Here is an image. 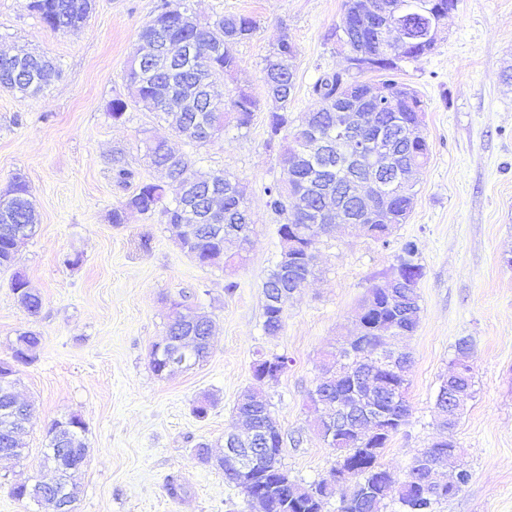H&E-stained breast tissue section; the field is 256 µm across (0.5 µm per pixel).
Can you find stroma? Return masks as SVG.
<instances>
[{"instance_id":"obj_1","label":"stroma","mask_w":512,"mask_h":512,"mask_svg":"<svg viewBox=\"0 0 512 512\" xmlns=\"http://www.w3.org/2000/svg\"><path fill=\"white\" fill-rule=\"evenodd\" d=\"M165 2L94 0L86 23L62 33L28 0H0V54L41 53L62 70L42 95L0 91V194L23 177L37 216L13 267L0 269V361L10 359L20 332L41 337L35 360L18 368V392L33 414L21 441L26 457L0 462V512H44L15 499L11 485L51 477L46 432L72 415L86 425L88 448L76 512H258L194 449L206 442L221 450L239 427L235 407L262 355L288 359L262 388L281 427L284 468L303 485L328 477L336 452L315 427L309 394L330 354L355 335L358 304L396 273L409 240L422 268L420 319L406 340L410 416L380 462L403 475L433 441L448 438L471 480L438 512H512V0H459L435 49L403 63L398 80L425 104L430 147L414 207L385 244L357 228L323 236L318 271L274 336L263 331L262 284L279 258L281 218L266 189L283 177L289 142L269 136L264 60L282 36L295 43L289 110L300 120L317 77L346 65L331 36L344 0H190L199 24L234 14L259 25L234 46L238 70L225 82L256 98L252 124L240 131L226 123L203 146L142 104L129 101L117 121L109 114L112 99H127L124 76L139 32ZM148 138L166 141L195 170L221 171L244 186L254 235L242 262L200 265L171 239L159 209L112 223L113 207L139 183L168 182L145 154ZM118 151L135 172L125 186L112 177ZM17 272L42 299L37 315L12 291ZM174 299L214 320L211 354L160 377L149 352L164 338ZM463 337L472 342L475 394L449 432L437 423L435 397ZM203 401L200 418L194 409Z\"/></svg>"}]
</instances>
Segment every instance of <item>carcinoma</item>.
I'll return each mask as SVG.
<instances>
[{
  "label": "carcinoma",
  "instance_id": "1",
  "mask_svg": "<svg viewBox=\"0 0 512 512\" xmlns=\"http://www.w3.org/2000/svg\"><path fill=\"white\" fill-rule=\"evenodd\" d=\"M76 0H29L28 8L35 11L40 19L55 32L64 30L75 16ZM186 0H169V8L158 14L147 23L139 33V41L159 43L171 47L177 43H191L196 47V53L184 57L170 51L164 56L149 60L137 69H129L126 74L128 89L133 97L144 103L153 100L147 107L150 112H156L168 122L178 135L200 145L211 141L224 130V121L228 113L224 112L225 100L215 95L214 87L232 74L237 68V59L229 47L251 39L258 29L257 21L245 15H230L223 17L211 25L200 26L197 23H185L182 16L186 15ZM84 13L77 18L85 20ZM291 40L284 35L273 47L265 59L264 86L266 94L273 99L272 110L268 113L270 137L274 138L281 132H289L295 146L301 148L309 138V130L316 129L321 134L336 138V116L346 109L341 99L344 94V84L352 78L349 73H324L312 85L313 106L305 113L301 123L294 126L288 116V104L295 89L294 71L283 65L288 56V44ZM420 49L399 41H385V58L375 72L382 77V83L392 91L399 92L401 86L394 79V73L401 68L391 58L396 57L404 62L419 58ZM18 58L15 56H0V91H6L14 96H36L47 88L52 78L58 75L53 62L41 56L25 54L27 70L17 68ZM164 82L168 90V99H155V87L158 82ZM414 107L390 106L385 112L379 113V121L387 130H402L417 120V113L424 112L422 101L413 98ZM233 118L239 129H247L253 120L257 106L255 98L240 91L230 100ZM400 160L424 164L429 157V148L419 143H402L396 150ZM147 155L152 164L166 171L173 188V205L164 209L166 224L171 238L188 255L194 257L202 265L227 263L226 251L230 246L240 250L246 249L251 243L253 232L248 208L244 201V189L240 182L227 176L223 177L220 191L223 193L224 205L218 212L206 219L209 224H219L223 230L219 234L206 235L196 231L198 225L197 206L198 191L210 185L219 173H202L192 169L189 161L169 150L163 142H151L147 146ZM112 172L120 184L127 183L135 177L123 156L112 158ZM368 166L344 169L336 163V152L319 158L305 157L293 165L290 177L283 183H275L267 188L269 207L282 217L278 233L280 238H288L292 230L299 225L308 227L316 225V215L293 212L289 201L288 184L304 187L306 194L312 199V207L322 210L330 202H340L346 210H352L350 196L351 182L367 175ZM409 189L405 186L394 188L396 200L392 212L396 215V223L401 224L407 217L404 203ZM165 196V188L158 184L143 183L133 194L128 196L118 206L112 208L111 220L114 224L124 223L128 211L150 214L155 211ZM36 223V214L29 199L26 182L16 179L8 194L0 196V267L11 266L15 255V239L21 226ZM402 252L408 261L406 272L411 278H421V267L414 263L417 253L416 243L407 241L402 246ZM281 272L275 268L270 271L264 283V322L263 329L268 334H276L283 327L284 312L272 306L270 298L280 289ZM27 281L20 275H15L12 290L20 304L32 314L38 313L42 299L24 291ZM374 308L367 315L368 323L384 324V328L392 336L401 335V330H414L420 318L421 307L415 305L414 315L402 317L389 308L386 300L377 288L373 289ZM190 313L181 310V304L173 303L167 324L166 338L177 339L181 336L197 338L195 353L188 362L192 364L205 360L210 353V335L213 332V322L205 314L195 313L197 321H189ZM39 334L24 331L16 338L12 359L22 365L34 361V352L40 345ZM470 343L461 338L455 344L453 365L459 371L455 383L468 389L474 386L473 367L468 361ZM405 364L402 376L391 373H379L375 381L381 392L379 407L387 414L388 430L382 435L362 438L349 428L337 430L336 436L322 437L328 445L336 450L352 449L351 469L354 471L355 482L359 488L370 491V497L362 505H355V499L345 498L341 501L337 512H386L388 505L398 507L397 512H435V506L452 497L450 490L440 489L420 482L414 475L415 468L411 467L402 476H397L382 468L379 457L382 449L405 424L410 406L406 399L396 402L392 399L389 386L399 385L407 389L408 373L411 367V355L401 352ZM343 360L335 362V369L330 371L328 379L342 398L349 400L355 393V387L361 380L363 365L358 355L350 353L348 347H343L340 353ZM12 387V381L0 377V426L11 423L18 424L21 418L10 416L4 407L3 399ZM237 414L260 421L271 414L268 404L256 400L250 404H238ZM85 426L78 416L54 422L47 432V444L44 451V461L52 464L58 473V482L49 487L40 482L30 483L21 481L11 488L12 495L18 500L29 499L41 506L49 502L68 503V512H75L77 501V485L74 477L83 468V463L69 460L59 445L60 437L68 435L77 444L78 451L86 453L83 433ZM263 447L270 448L274 457L270 464L245 475L240 476L232 463L224 461V480L239 488L246 498L261 496L267 503L268 512H322L326 497L324 492L328 480L322 479L305 487L293 481L280 462L281 439L276 434L263 439ZM433 461L443 468H450L458 474L462 485L468 483L469 471L465 468L455 453L450 451V444L432 443Z\"/></svg>",
  "mask_w": 512,
  "mask_h": 512
}]
</instances>
